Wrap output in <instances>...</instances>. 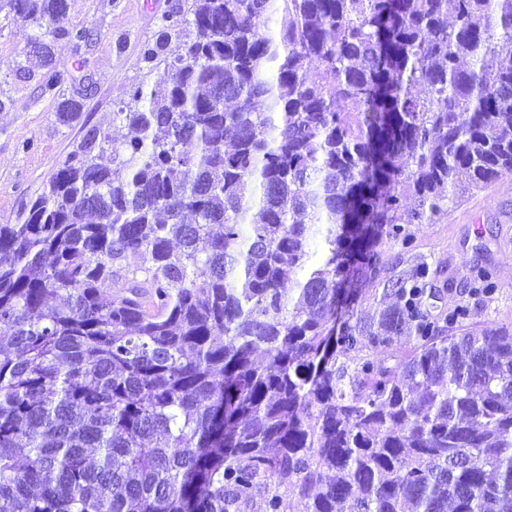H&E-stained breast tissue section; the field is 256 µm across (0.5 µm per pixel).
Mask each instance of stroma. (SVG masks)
I'll return each instance as SVG.
<instances>
[{
    "instance_id": "1",
    "label": "stroma",
    "mask_w": 512,
    "mask_h": 512,
    "mask_svg": "<svg viewBox=\"0 0 512 512\" xmlns=\"http://www.w3.org/2000/svg\"><path fill=\"white\" fill-rule=\"evenodd\" d=\"M189 0H68L72 23L90 29L80 47L65 39L53 45L52 65L64 80L44 91L46 73L30 52L32 27L0 8V224L15 223L30 200L41 192L75 148L83 125H109L113 112L137 84H151L142 52L154 44L162 17L187 7ZM65 97L83 103L81 120L66 126L56 119ZM412 252L384 240L382 278H390L418 256L434 272L443 294L436 305L450 311L475 308L476 320L487 327L512 328V171L500 173L486 186L459 192L454 203L428 224L410 227ZM490 267L496 289L491 296L468 292L474 267Z\"/></svg>"
}]
</instances>
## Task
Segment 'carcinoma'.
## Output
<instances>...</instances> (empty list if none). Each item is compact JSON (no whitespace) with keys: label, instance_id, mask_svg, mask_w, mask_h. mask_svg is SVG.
Wrapping results in <instances>:
<instances>
[{"label":"carcinoma","instance_id":"1","mask_svg":"<svg viewBox=\"0 0 512 512\" xmlns=\"http://www.w3.org/2000/svg\"><path fill=\"white\" fill-rule=\"evenodd\" d=\"M8 4L54 18L46 65L90 39L67 0ZM164 22L143 61L174 78L0 224V512H284L282 488L295 512H512V330L432 313L418 261L350 310L380 238L412 249L406 225L512 170V0Z\"/></svg>","mask_w":512,"mask_h":512}]
</instances>
